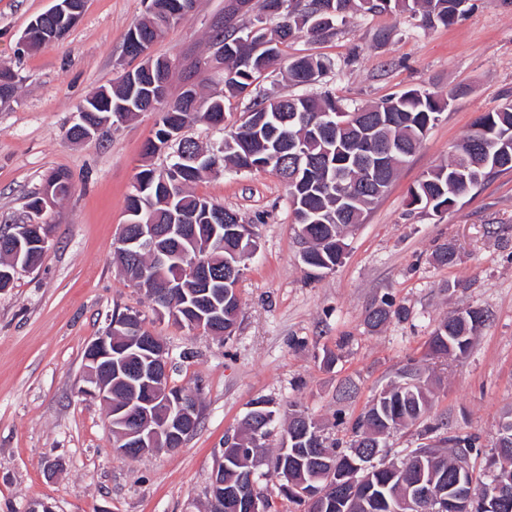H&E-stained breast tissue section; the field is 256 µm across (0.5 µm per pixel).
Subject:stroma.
<instances>
[{
  "label": "stroma",
  "mask_w": 512,
  "mask_h": 512,
  "mask_svg": "<svg viewBox=\"0 0 512 512\" xmlns=\"http://www.w3.org/2000/svg\"><path fill=\"white\" fill-rule=\"evenodd\" d=\"M52 5L0 0V61L20 77L14 102L0 109V227L25 221L50 173L67 171L74 183L48 215L40 263L0 290V512H25L39 500L54 512H207L224 441L253 400L309 415L345 442L374 396L416 370L431 409L425 424L387 437L390 457L418 447L427 424L439 436L474 435L494 448L512 413V170L443 214L411 209L408 191L447 160L479 116L512 100V0H468L457 24L430 29L408 14L357 13L332 37L289 41L285 57L333 62L316 88L344 106L421 87L447 97L448 107L363 223L348 231L332 271L313 275L300 262L288 189L272 172L228 168L191 184L259 238L238 284V324L226 338L157 316L113 259L158 113H136L81 143L67 136L78 106L135 67L124 43L145 0H86L63 39L21 51L30 20ZM252 16L236 0H196L192 15L149 50L177 62L169 95L187 84L205 94L221 88L209 36L214 25L236 28ZM198 59L208 67L194 68ZM444 243L457 251L448 266L435 260ZM384 301L405 308L406 317L370 328V310ZM466 308L484 314L468 353L429 356L433 330ZM128 309L179 359L171 384L199 391L201 404L200 424L181 448L137 459L114 451L106 406L80 392L86 347L113 311Z\"/></svg>",
  "instance_id": "35a3bbf8"
}]
</instances>
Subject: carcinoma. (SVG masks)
I'll list each match as a JSON object with an SVG mask.
<instances>
[{
    "label": "carcinoma",
    "instance_id": "obj_1",
    "mask_svg": "<svg viewBox=\"0 0 512 512\" xmlns=\"http://www.w3.org/2000/svg\"><path fill=\"white\" fill-rule=\"evenodd\" d=\"M168 0H157L159 13L145 16L130 31L134 32L142 48H148L172 24L187 19V15L170 17L166 13ZM273 0H262L259 14L249 25L240 30H213L211 45L214 56L224 64V91L217 96L199 99L195 105L181 103L182 96L173 100H160L153 88V76L142 71L134 80L103 87L84 105L89 116L98 121L112 117L126 119L156 103L160 112L154 140L147 150L155 152L157 145H164L176 137L177 146L187 145L195 153L203 148L192 138L177 133L197 122L210 126L224 124V102L229 98L254 95L247 117L235 129L224 134V139L207 150L205 159L197 164L170 173L151 164L143 165L135 178L132 191L125 201L127 219L153 224L162 228L167 224H185L183 235L166 241L173 258L162 262L143 251L130 257L122 248L115 249L118 265L129 279L144 288L153 304V310L174 307L178 310L183 326L188 327L196 318L199 308L194 294L198 292L193 275V263L204 264L212 278L213 298L224 301V330L232 335L237 319L239 300L223 299L224 278L236 269L232 283L240 280L245 261L255 252L256 240L241 239L225 229L228 224L241 222L239 215L212 199L187 191L204 172L220 174L224 165L250 171L258 164L280 177L288 188L295 222L300 227L301 238L307 244L302 263L313 270H333L342 259V250L336 240L350 225L361 223L364 212L383 197L393 182L399 167L420 147L427 132L439 121L448 106L446 98L422 88H411L398 96L379 103L355 107L353 111L378 117L375 135L393 146L386 166L376 182L363 183L361 175L364 153L360 147V130L356 127L338 134L322 129L323 114L333 111L338 101L328 94H300L269 96L253 94L259 80L268 69L281 61V46L299 34L312 38H327L336 33L338 23L346 14L355 11L376 14L387 11L420 16L422 26L453 24L463 11L458 9L464 0H291L292 7L271 14ZM278 19L277 37L269 38L264 30L252 33L263 24V19ZM333 63L310 56L288 61V80L295 85H310L317 81ZM512 169V102L503 104L493 112L481 116L471 131L452 151L448 162L432 168L409 190L410 204L423 211L437 213L461 196L479 186L490 174ZM48 182L60 191V197L70 195L72 187L69 174L58 171L48 177ZM406 316L402 307L392 308L384 302L368 315V324L377 327L391 315ZM469 310L459 311L444 320L433 332L429 354L437 358L465 354L472 343L473 331L464 317ZM136 331H126L112 336V351H123L131 364L147 363L150 351L128 342ZM180 389L164 386L150 390L143 400L150 408H166V399L175 397ZM244 417V426L237 441L223 452L224 484L228 487L246 486V492H255L260 475L251 473L257 450L266 447L275 429V417L280 408L275 402L258 398ZM430 409L429 391L420 383L410 389L386 387L377 396V402L352 425L354 439L349 447L341 448L322 434L320 425L310 439L302 440L296 433L295 415L280 444L273 463L272 476L288 475L307 480L318 474L319 463L313 456L309 443L326 450L338 472L350 474L363 463L362 454L380 449V436L401 426L422 422ZM449 445L444 451L439 447L423 444L410 455L420 454L425 477L433 488L442 490L453 484L456 463L461 458L477 457L483 448L477 438L457 436L443 438ZM495 468L487 476V484L501 480L507 487V508L512 512V417L500 424L497 443L490 455ZM371 478L358 489L355 496L334 497L324 503L307 505L288 495V502L303 507V512H396L393 493L409 488L413 469L406 475L395 474L387 468L369 466Z\"/></svg>",
    "mask_w": 512,
    "mask_h": 512
}]
</instances>
